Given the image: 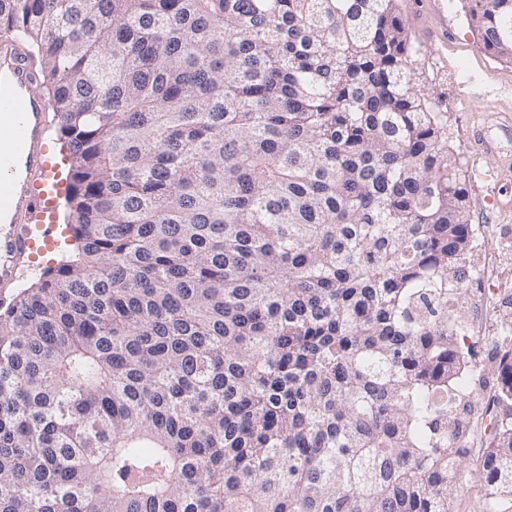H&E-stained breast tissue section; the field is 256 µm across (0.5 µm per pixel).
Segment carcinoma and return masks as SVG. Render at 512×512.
Segmentation results:
<instances>
[{"label": "carcinoma", "instance_id": "carcinoma-1", "mask_svg": "<svg viewBox=\"0 0 512 512\" xmlns=\"http://www.w3.org/2000/svg\"><path fill=\"white\" fill-rule=\"evenodd\" d=\"M470 15L512 62V0ZM2 34L74 255L0 302V512H450L474 229L396 0H0ZM482 468L512 498V413Z\"/></svg>", "mask_w": 512, "mask_h": 512}]
</instances>
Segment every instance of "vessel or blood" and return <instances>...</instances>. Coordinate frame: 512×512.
Instances as JSON below:
<instances>
[{
	"mask_svg": "<svg viewBox=\"0 0 512 512\" xmlns=\"http://www.w3.org/2000/svg\"><path fill=\"white\" fill-rule=\"evenodd\" d=\"M425 41L456 42V28L448 17L447 0H426ZM37 76L25 63L11 38L0 37V281L15 275L19 256L37 245L28 226L38 222L43 238H50L48 199L32 189L29 173L52 181L54 169L45 153L43 114L47 101L37 92Z\"/></svg>",
	"mask_w": 512,
	"mask_h": 512,
	"instance_id": "obj_1",
	"label": "vessel or blood"
}]
</instances>
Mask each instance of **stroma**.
I'll use <instances>...</instances> for the list:
<instances>
[{
    "label": "stroma",
    "mask_w": 512,
    "mask_h": 512,
    "mask_svg": "<svg viewBox=\"0 0 512 512\" xmlns=\"http://www.w3.org/2000/svg\"><path fill=\"white\" fill-rule=\"evenodd\" d=\"M473 0H448V17L457 27L459 40L451 45H420L414 58L417 76L436 106L448 114L451 144L459 153L464 170H487L499 165L501 156L476 153L468 131L476 122L480 111L493 107L512 108V63L492 58L483 48L477 30L471 24L469 11ZM468 88L471 99L461 102V88ZM471 223L476 243L470 254L475 263H488L489 269L505 286L512 298V218L493 216L483 221L477 205L479 197L474 181H467ZM69 232L57 225L48 245L32 256L21 259L14 281L0 283V300H10L18 286L38 278L42 269L55 265L61 244L69 242ZM498 299L485 301L482 310L472 311L471 317L479 328L477 335L469 337L474 356L471 367L475 374L493 378L496 369L494 356L503 346H512V335H501L491 321L493 309L499 308ZM494 396L493 389L475 393L470 414L469 455L459 471L460 487L451 502L450 512H512V501L491 504L486 496L480 460L489 441L485 414Z\"/></svg>",
    "instance_id": "obj_1"
}]
</instances>
